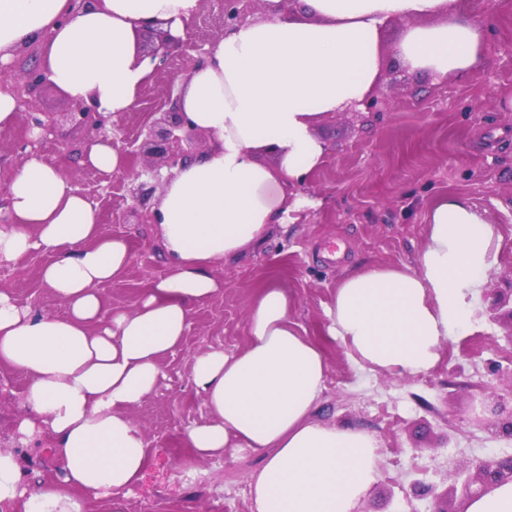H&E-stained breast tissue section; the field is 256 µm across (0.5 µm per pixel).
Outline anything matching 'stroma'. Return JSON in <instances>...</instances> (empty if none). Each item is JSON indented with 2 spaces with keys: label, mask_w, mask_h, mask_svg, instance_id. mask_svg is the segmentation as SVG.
Returning <instances> with one entry per match:
<instances>
[{
  "label": "stroma",
  "mask_w": 512,
  "mask_h": 512,
  "mask_svg": "<svg viewBox=\"0 0 512 512\" xmlns=\"http://www.w3.org/2000/svg\"><path fill=\"white\" fill-rule=\"evenodd\" d=\"M451 7L486 24L480 66L444 80L411 73L397 55L405 23L389 20L381 33L374 107L326 114L313 124L328 154L299 186L305 204L294 221L274 225L262 245L214 267L223 290L195 308L183 346L160 362L156 390L131 411L156 453L142 484L125 498L124 512H252L249 476L260 453L233 448L224 457L200 460L183 452V431L206 418L203 397L191 383L193 355L218 343L243 347L250 301L271 278L293 292V320L324 347L328 369L318 418L366 430L381 444L378 477L359 500V512H437V494L473 459L512 456V437L496 425L512 413V0H452ZM186 32L179 54L141 88L134 110L113 118L120 137L134 139L171 75L204 59L223 35L217 0H198ZM90 135L64 124L31 142L24 112L0 127V208L23 153L64 170L93 201L103 232L129 243L124 273L100 291L107 306L131 310L142 290L166 274L168 261L133 197V182L115 177L111 196H99L102 174L82 162ZM448 193L467 197L501 238L488 284L501 318L488 322L484 301H477L469 326L443 344L425 373L398 378L361 370L338 342L323 337L324 309L339 280L353 271L415 265L427 212ZM48 260L34 252L0 264V291L33 313L60 316L64 303L40 277ZM27 385L23 371L0 366V448L16 451L25 478L35 481L51 478L60 462L49 441L15 444ZM417 481L433 485L435 495H418Z\"/></svg>",
  "instance_id": "obj_1"
}]
</instances>
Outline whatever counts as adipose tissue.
Wrapping results in <instances>:
<instances>
[{
    "mask_svg": "<svg viewBox=\"0 0 512 512\" xmlns=\"http://www.w3.org/2000/svg\"><path fill=\"white\" fill-rule=\"evenodd\" d=\"M198 0H0V64L41 45L49 79L74 100L114 116L132 111L154 64L136 57L141 25L183 36ZM450 0H301L265 21L225 30L180 82L179 107L210 147L164 183L153 219L169 271L134 309L105 308L102 284L130 261L125 238L101 232L92 202L59 167L23 160L0 215V261L49 253L41 279L66 306L38 315L0 291V366L24 371L20 440L49 439L57 479L24 480L0 450V506L8 512H86L88 498L122 512L154 454L130 415L153 393L159 362L179 348L194 309L222 290L212 269L263 243L298 211L289 193L323 162L316 117L369 97L381 75L388 19L408 20L399 45L417 72L459 76L477 68L484 26ZM271 152L275 166L259 163ZM500 238L468 198L440 196L427 215L415 266L363 268L338 282L324 334L363 368L414 376L469 324L498 265ZM293 294L269 281L251 302L244 348L192 358L191 381L208 418L184 442L200 459L229 448L263 455L252 474V512H354L377 478L380 443L357 427L325 425L314 412L325 389L320 343L291 317Z\"/></svg>",
    "mask_w": 512,
    "mask_h": 512,
    "instance_id": "ef3b65f1",
    "label": "adipose tissue"
}]
</instances>
